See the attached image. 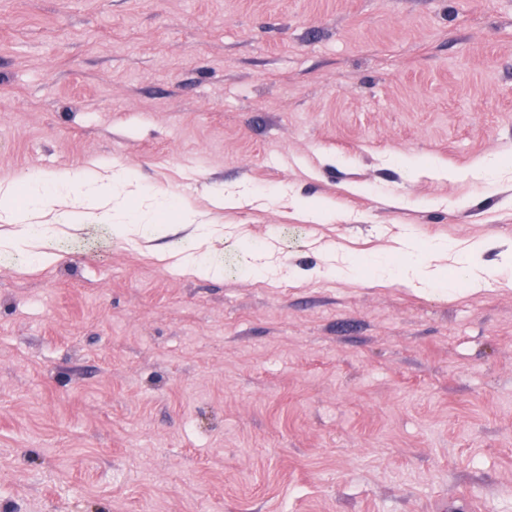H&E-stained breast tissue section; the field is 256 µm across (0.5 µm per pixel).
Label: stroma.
I'll use <instances>...</instances> for the list:
<instances>
[{
  "label": "stroma",
  "mask_w": 512,
  "mask_h": 512,
  "mask_svg": "<svg viewBox=\"0 0 512 512\" xmlns=\"http://www.w3.org/2000/svg\"><path fill=\"white\" fill-rule=\"evenodd\" d=\"M93 159L164 202L0 250V512H512V280L409 248L512 253V0H0V181ZM175 263L185 274L196 277H212L221 273L218 267L212 265L208 252L199 251V246L191 245L176 257ZM502 267H477L472 266L469 267L465 283L467 284V289L472 292H479L485 288H483L490 281L497 280L501 275Z\"/></svg>",
  "instance_id": "1"
}]
</instances>
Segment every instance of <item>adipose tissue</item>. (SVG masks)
<instances>
[{
    "instance_id": "adipose-tissue-1",
    "label": "adipose tissue",
    "mask_w": 512,
    "mask_h": 512,
    "mask_svg": "<svg viewBox=\"0 0 512 512\" xmlns=\"http://www.w3.org/2000/svg\"><path fill=\"white\" fill-rule=\"evenodd\" d=\"M136 174L128 169L111 168L98 172L93 168L81 172L56 171L50 174L34 173L28 180V199L17 205L16 189L12 183H0V218L13 226L12 231L0 237V248L30 253L36 263L48 266L56 262L55 254L45 251L43 243L57 233L58 225L76 226L91 217L113 220L116 213L126 210L120 196L123 187L133 185ZM185 223L195 224L198 244L188 247L176 259L178 268L196 277L219 275L207 252L199 243L209 242L211 233L206 225L197 223L192 211H184Z\"/></svg>"
}]
</instances>
